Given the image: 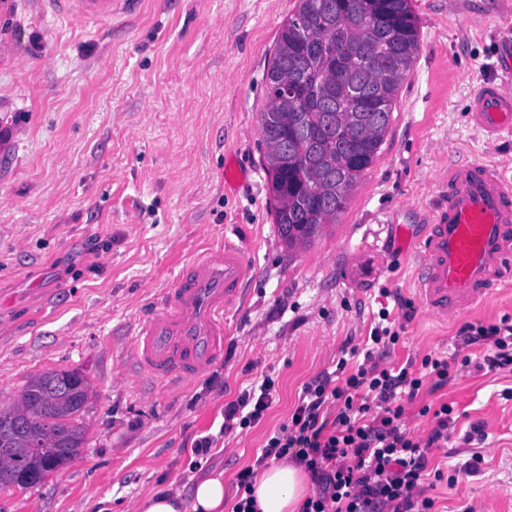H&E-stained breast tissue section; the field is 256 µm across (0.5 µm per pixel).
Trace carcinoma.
<instances>
[{
  "label": "carcinoma",
  "instance_id": "1",
  "mask_svg": "<svg viewBox=\"0 0 512 512\" xmlns=\"http://www.w3.org/2000/svg\"><path fill=\"white\" fill-rule=\"evenodd\" d=\"M410 2L298 0L279 29L267 80L295 79L298 91L268 99L261 132L273 220L290 251L336 223L384 141L418 51ZM88 392L80 373L48 370L0 408V446L16 449L0 458V489L23 472L41 482L79 454Z\"/></svg>",
  "mask_w": 512,
  "mask_h": 512
}]
</instances>
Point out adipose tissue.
Wrapping results in <instances>:
<instances>
[{"label": "adipose tissue", "mask_w": 512, "mask_h": 512, "mask_svg": "<svg viewBox=\"0 0 512 512\" xmlns=\"http://www.w3.org/2000/svg\"><path fill=\"white\" fill-rule=\"evenodd\" d=\"M307 493L305 472L285 462L263 470L254 483L258 512H297ZM135 512H224V474L214 471L195 481L187 497L158 490L140 500Z\"/></svg>", "instance_id": "obj_1"}]
</instances>
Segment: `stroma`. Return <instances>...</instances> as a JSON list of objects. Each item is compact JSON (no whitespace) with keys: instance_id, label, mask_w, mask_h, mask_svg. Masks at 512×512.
I'll use <instances>...</instances> for the list:
<instances>
[{"instance_id":"1","label":"stroma","mask_w":512,"mask_h":512,"mask_svg":"<svg viewBox=\"0 0 512 512\" xmlns=\"http://www.w3.org/2000/svg\"><path fill=\"white\" fill-rule=\"evenodd\" d=\"M297 0H137L102 27L40 0H0V407L28 380L75 370L90 385L79 455L38 484L0 490V512H134L149 493L189 494L205 471L235 475L287 422L304 385L363 349L375 327L393 362L452 355L465 324L512 317V285L446 323L415 292L416 245L451 167L512 182V135L469 118L485 83L512 82V0H411L419 46L373 163L346 210L288 251L273 221L261 114L280 26ZM235 164L239 180L225 184ZM231 241L255 274L227 317L224 356L167 388L138 373L130 340L196 251ZM390 312L381 320L380 308ZM275 379L254 427L224 406ZM512 373L463 370L420 403L456 423L434 461L481 473L432 488L442 506L512 503ZM479 426L483 442L467 441ZM208 436L206 455L193 451Z\"/></svg>"}]
</instances>
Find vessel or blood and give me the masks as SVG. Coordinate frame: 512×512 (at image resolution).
<instances>
[{
	"mask_svg": "<svg viewBox=\"0 0 512 512\" xmlns=\"http://www.w3.org/2000/svg\"><path fill=\"white\" fill-rule=\"evenodd\" d=\"M54 13L107 26L131 0H47ZM488 134H512V86L487 83L471 105ZM448 194L419 246L418 296L429 314L454 317L512 283V184L483 165L448 172ZM252 268L232 243L197 252L189 273L168 290L132 340L140 368L190 380L224 352V318L239 308Z\"/></svg>",
	"mask_w": 512,
	"mask_h": 512,
	"instance_id": "b4317fda",
	"label": "vessel or blood"
}]
</instances>
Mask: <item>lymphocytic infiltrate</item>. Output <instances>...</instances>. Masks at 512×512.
Here are the masks:
<instances>
[{"mask_svg":"<svg viewBox=\"0 0 512 512\" xmlns=\"http://www.w3.org/2000/svg\"><path fill=\"white\" fill-rule=\"evenodd\" d=\"M400 340L389 328H375L362 363L339 359L334 372L307 382L288 417L270 437L254 463L236 475L231 512H255L254 482L269 461L288 460L310 474L315 489L298 512H438V502L425 493L426 483L454 486L460 475L479 473L483 457L473 453L460 470L432 465L429 451L447 439L453 425L451 403L419 405L418 416H432L427 440L412 436L407 406L422 389L437 391L452 380L447 357L425 354L420 364H389ZM483 346L481 365L491 372H512V323L465 324L455 338L462 366L466 351ZM275 382L264 377L259 393L245 392L224 406V428L257 425L272 404Z\"/></svg>","mask_w":512,"mask_h":512,"instance_id":"f902f5d3","label":"lymphocytic infiltrate"}]
</instances>
